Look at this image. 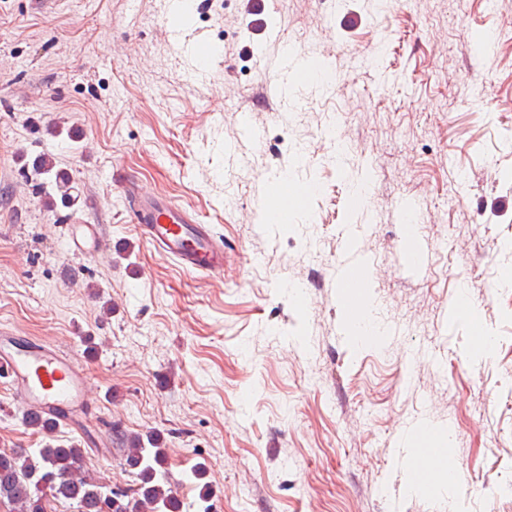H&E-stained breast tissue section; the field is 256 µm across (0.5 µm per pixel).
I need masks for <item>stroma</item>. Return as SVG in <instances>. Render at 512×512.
Here are the masks:
<instances>
[{
  "instance_id": "obj_1",
  "label": "stroma",
  "mask_w": 512,
  "mask_h": 512,
  "mask_svg": "<svg viewBox=\"0 0 512 512\" xmlns=\"http://www.w3.org/2000/svg\"><path fill=\"white\" fill-rule=\"evenodd\" d=\"M166 14L167 0H0V331L83 360L87 431L159 433L183 503L202 463L215 512H512L497 491L512 484V0H192L190 29L216 52L203 74ZM479 31L493 44L477 53ZM286 48L335 80L295 77L287 106L270 105L261 61ZM248 127L259 142L226 160ZM39 154L68 173L75 207L35 191ZM284 179L316 191L264 223ZM128 182L210 228L223 279L139 237ZM74 224L100 225L96 256L71 252ZM357 265L377 343L350 334L337 297ZM462 287L493 359L448 317ZM442 432L462 482L410 491L406 468ZM79 441L28 429L0 380V453ZM85 455L96 480L131 483L116 444Z\"/></svg>"
}]
</instances>
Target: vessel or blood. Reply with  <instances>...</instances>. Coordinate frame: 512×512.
Returning a JSON list of instances; mask_svg holds the SVG:
<instances>
[{
	"label": "vessel or blood",
	"mask_w": 512,
	"mask_h": 512,
	"mask_svg": "<svg viewBox=\"0 0 512 512\" xmlns=\"http://www.w3.org/2000/svg\"><path fill=\"white\" fill-rule=\"evenodd\" d=\"M132 220L143 239L187 272L220 276L224 273V246L209 233L207 225L179 207L151 196L138 197ZM78 253H97L99 227L77 225L72 238ZM343 309L361 316L359 296L367 286V275L358 270L336 280ZM0 378L5 379L15 399L40 420L64 424L82 432L91 402L88 397L87 366L56 347L0 332Z\"/></svg>",
	"instance_id": "1"
}]
</instances>
